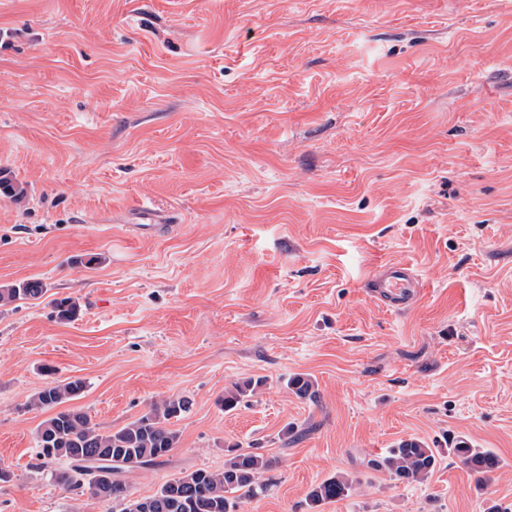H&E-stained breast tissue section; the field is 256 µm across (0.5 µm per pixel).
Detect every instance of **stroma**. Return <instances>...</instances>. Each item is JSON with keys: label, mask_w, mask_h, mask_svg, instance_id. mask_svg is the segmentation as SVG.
<instances>
[{"label": "stroma", "mask_w": 512, "mask_h": 512, "mask_svg": "<svg viewBox=\"0 0 512 512\" xmlns=\"http://www.w3.org/2000/svg\"><path fill=\"white\" fill-rule=\"evenodd\" d=\"M0 29V168L26 187L0 197V286L47 287L0 306V512H112L38 455L27 403L72 379L104 432L191 400L136 498L233 448L271 462L239 512L512 505V0H0ZM391 260L421 283L400 311L370 288ZM409 439L438 451L426 482L371 467ZM335 475L349 495L310 508ZM452 452L458 456L461 463L477 474H486L496 468L497 458L477 448H470L466 442H459L452 448Z\"/></svg>", "instance_id": "stroma-1"}]
</instances>
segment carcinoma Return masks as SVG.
Instances as JSON below:
<instances>
[{
	"label": "carcinoma",
	"mask_w": 512,
	"mask_h": 512,
	"mask_svg": "<svg viewBox=\"0 0 512 512\" xmlns=\"http://www.w3.org/2000/svg\"><path fill=\"white\" fill-rule=\"evenodd\" d=\"M45 293L46 285L39 280L1 287L0 305L37 300ZM260 385V380L234 384L224 396V410L235 409ZM288 386L299 396L317 398L314 382L304 374L288 379ZM84 391L85 383L80 379L48 385L32 396L26 408L51 409L79 399ZM190 405V400L185 397L169 398L111 432L100 431L81 411H59L37 429L35 440L39 456L50 462H66L67 468L57 473L56 479L71 491L81 492L96 484L94 495L115 505L112 512H237L241 500L255 496L263 489L259 478L270 468V462L261 455L235 453L225 460L221 472L204 469L185 472L164 483L155 495L142 499L130 497L128 486L117 471L97 481L92 475L80 471L81 462L96 456L120 458L133 463L136 468L164 462L178 440L177 433L168 428V424L186 412ZM451 452L477 474L489 473L498 464L493 454L472 448L463 441L455 444ZM435 462V449L410 439L400 442L387 455L371 461V466L376 470L384 469L398 479L423 482L431 475ZM352 485L353 481L346 476L322 481L309 493L311 506L315 508L326 501L347 496Z\"/></svg>",
	"instance_id": "obj_1"
}]
</instances>
